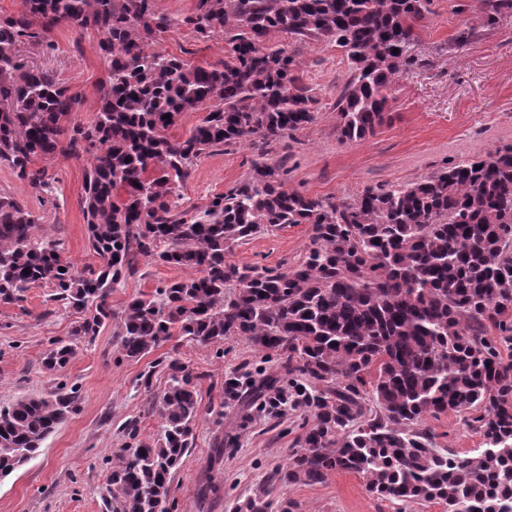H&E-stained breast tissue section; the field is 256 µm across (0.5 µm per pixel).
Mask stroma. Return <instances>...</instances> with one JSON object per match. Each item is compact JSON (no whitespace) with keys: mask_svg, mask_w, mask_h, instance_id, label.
<instances>
[{"mask_svg":"<svg viewBox=\"0 0 512 512\" xmlns=\"http://www.w3.org/2000/svg\"><path fill=\"white\" fill-rule=\"evenodd\" d=\"M476 7V0H431L412 48L417 63L387 91L388 121L354 143L340 142L336 134V92L350 75L342 51L286 39L320 112L315 124L273 145L267 155L271 162L284 160L288 188L315 197L347 196L404 184L512 145V11L474 31L469 20ZM51 40L48 46L26 47L25 61L83 96L71 118L88 125L95 118L96 87L105 77L98 35L62 26ZM156 47L203 67L224 60L221 36L203 39L186 26L162 34ZM256 157L239 144L203 156L180 192V209L203 206L226 192L247 176ZM87 165V158L62 154L46 161L53 191L45 194L0 164V194L40 216V236L57 242L79 269L93 261L81 206ZM308 239V225L291 224L254 236L237 246L231 259L241 266L286 269L301 261ZM185 275L179 267L139 260L136 272L113 289L112 310L120 312L130 299ZM52 294L51 285L41 284L30 288L23 302L0 304V404L50 395L63 383L77 387L78 405L36 457L0 479V512H105L102 495L112 457L131 443L128 423H136L142 440L159 432L154 397L167 374L157 371L148 390L141 376L170 354L200 376L193 446L170 482L173 512H236L275 469L287 465L304 416L279 415L270 406L223 395L225 378L248 381L277 368L247 339L234 336L205 347L181 339L130 360L121 355L110 320L93 342H74L84 315L53 302ZM54 340L74 342L76 352L65 368L51 372L43 359ZM427 425L439 446L463 453L480 445L458 415L431 418ZM270 498L276 504L293 501L295 512H442L437 505L378 499L360 475L342 470L320 483L274 487Z\"/></svg>","mask_w":512,"mask_h":512,"instance_id":"obj_1","label":"stroma"}]
</instances>
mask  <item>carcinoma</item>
Segmentation results:
<instances>
[{
    "label": "carcinoma",
    "instance_id": "cac0c4a2",
    "mask_svg": "<svg viewBox=\"0 0 512 512\" xmlns=\"http://www.w3.org/2000/svg\"><path fill=\"white\" fill-rule=\"evenodd\" d=\"M430 0H195L182 18L153 0H20L0 15V163L43 193L61 152L91 154L83 216L94 264L78 270L40 217L0 195V304L32 286L93 310L75 330L95 336L114 318L112 288L138 258L188 271L131 299L119 315L121 353L139 359L173 337L201 346L243 336L280 374L224 380V394L310 413L279 484H314L337 470L360 475L381 500L452 512H512V146L399 187L314 197L286 187L268 147L318 120L319 100L282 39L342 49L350 77L336 97L343 142L388 119L385 91L416 64ZM512 0H479L473 27L490 26ZM60 26L93 30L106 77L91 124H73L81 98L28 67L26 45ZM188 26L224 39L219 67L191 65L150 44ZM399 52H393V49ZM205 115L187 137L169 130L185 112ZM248 144L252 171L200 209L180 210V188L203 154ZM310 227L302 260L285 270L239 266L230 255L253 236ZM65 271H59V268ZM74 347L51 343L49 371ZM156 402L159 435L112 456L106 512H159L192 448L198 381L168 360ZM77 405V389L0 404V478L35 457ZM454 413L481 438L456 453L437 446L426 420ZM270 491L239 512H272Z\"/></svg>",
    "mask_w": 512,
    "mask_h": 512
}]
</instances>
